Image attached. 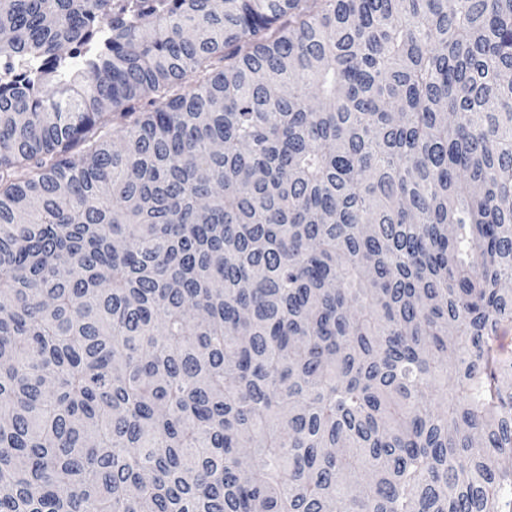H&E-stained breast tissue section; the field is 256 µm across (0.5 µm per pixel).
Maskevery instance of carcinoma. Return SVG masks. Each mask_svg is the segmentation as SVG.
<instances>
[{"label":"carcinoma","instance_id":"carcinoma-1","mask_svg":"<svg viewBox=\"0 0 512 512\" xmlns=\"http://www.w3.org/2000/svg\"><path fill=\"white\" fill-rule=\"evenodd\" d=\"M511 325L512 0H0V512H512Z\"/></svg>","mask_w":512,"mask_h":512}]
</instances>
